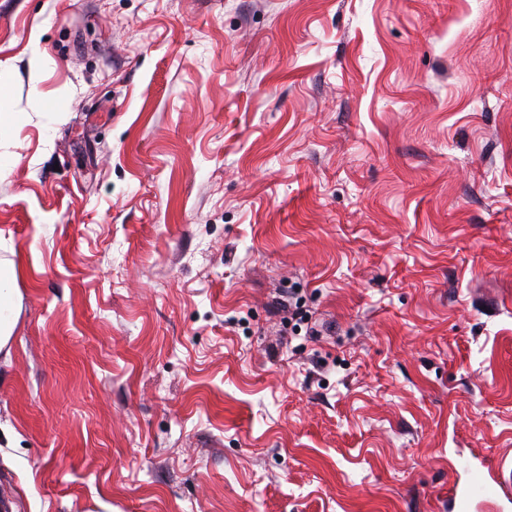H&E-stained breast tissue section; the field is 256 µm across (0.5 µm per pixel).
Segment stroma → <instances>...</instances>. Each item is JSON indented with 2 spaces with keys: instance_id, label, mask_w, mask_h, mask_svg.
<instances>
[{
  "instance_id": "35a3bbf8",
  "label": "stroma",
  "mask_w": 512,
  "mask_h": 512,
  "mask_svg": "<svg viewBox=\"0 0 512 512\" xmlns=\"http://www.w3.org/2000/svg\"><path fill=\"white\" fill-rule=\"evenodd\" d=\"M0 80V505L449 512L512 458V0H0ZM20 296L15 288V266L12 260H0V362L10 359V343L17 325Z\"/></svg>"
}]
</instances>
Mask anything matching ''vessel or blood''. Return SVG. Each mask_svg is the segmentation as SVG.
<instances>
[{
	"mask_svg": "<svg viewBox=\"0 0 512 512\" xmlns=\"http://www.w3.org/2000/svg\"><path fill=\"white\" fill-rule=\"evenodd\" d=\"M459 466L468 478L450 485V512H498L501 502L512 498V461L503 457L476 465L465 457Z\"/></svg>",
	"mask_w": 512,
	"mask_h": 512,
	"instance_id": "b4317fda",
	"label": "vessel or blood"
}]
</instances>
